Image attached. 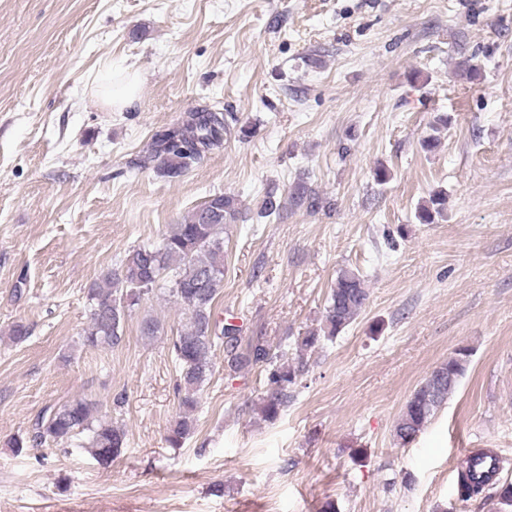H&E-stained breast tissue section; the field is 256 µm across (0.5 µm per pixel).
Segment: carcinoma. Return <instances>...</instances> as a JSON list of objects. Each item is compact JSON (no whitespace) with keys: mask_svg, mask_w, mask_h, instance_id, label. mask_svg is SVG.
<instances>
[{"mask_svg":"<svg viewBox=\"0 0 512 512\" xmlns=\"http://www.w3.org/2000/svg\"><path fill=\"white\" fill-rule=\"evenodd\" d=\"M224 113L197 109L178 123L156 132L143 166L162 176L178 178L202 162L207 154L224 145ZM448 195L433 192L418 208L417 219L431 224L444 215ZM292 208L319 210L323 201L304 182L288 192ZM239 200L216 194L194 209L183 222L169 225L160 243L146 241L129 250L117 269L104 274L88 288L90 321L82 335L88 348L112 349L123 340L125 319L145 296L164 289L187 311L181 330L170 339L168 353L177 366L175 389L179 414L169 430L173 447L194 433L199 394L214 371L217 348L224 347L228 366L239 369L264 366L266 391L259 398L264 418L276 419L288 403V389L308 372L303 358L288 352L273 353L261 340L239 350L237 328L227 324L216 330L214 306L224 288V226L235 222ZM368 300L361 274L343 269L327 297L322 326L298 338L299 351H311L331 341L360 314ZM469 352L462 348L438 365L412 392L394 426V436L403 444L412 442L435 413L447 403L465 371ZM81 440L102 466H109L126 445V430L102 414L98 402L74 398L43 410L28 435L9 441L17 450L29 444H69ZM497 467L478 472L464 465L458 473V496L469 500L495 485Z\"/></svg>","mask_w":512,"mask_h":512,"instance_id":"1","label":"carcinoma"}]
</instances>
